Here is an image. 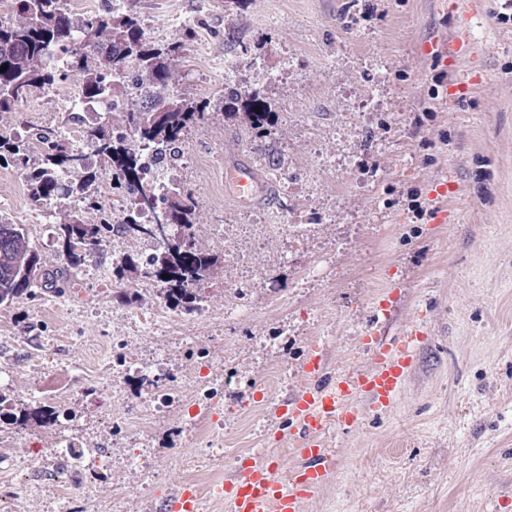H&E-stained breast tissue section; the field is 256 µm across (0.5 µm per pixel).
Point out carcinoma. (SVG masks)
<instances>
[{
  "instance_id": "1",
  "label": "carcinoma",
  "mask_w": 512,
  "mask_h": 512,
  "mask_svg": "<svg viewBox=\"0 0 512 512\" xmlns=\"http://www.w3.org/2000/svg\"><path fill=\"white\" fill-rule=\"evenodd\" d=\"M15 12L17 22L0 23V67L7 66L6 71L0 72V112L16 110L32 89H52L74 72L82 77L81 88L90 98L110 100L127 94L123 79L128 74L139 83L142 96L122 111V125L116 127L110 121L92 125L87 128L85 139L98 155L107 159L105 171L112 175L117 194L133 199L132 206L123 210L124 232L159 240L158 253L145 262L144 276L157 277L169 304L193 312L197 286L215 264L213 255L197 246L192 232L196 201L180 183L171 188L170 198L154 200L143 177L141 156L127 143L125 135L128 130L134 131L141 143L156 150V159L165 163L167 152L183 143L185 130L208 119L210 99L191 101L168 89L167 81L179 57L180 45L148 42L133 8L122 14L106 10L100 16L76 18L63 9L61 0H17ZM78 33L82 40L77 46ZM56 51L67 54V65L62 70L48 62ZM160 101L167 103L164 112L152 122L140 123L143 105ZM219 108L228 118L244 109L256 129L262 128L272 116L271 104L260 96L245 98L241 91L229 86L224 87ZM41 142L42 161L34 168L26 141L0 138V164L27 171V186L34 201L55 200L60 194L74 195L82 209L99 214L96 224H86L73 215L57 227L60 256L69 268L77 270L102 250L107 234L112 232L113 211L104 208L91 190L98 173L86 172L69 180L67 186L59 181L63 171L70 176L84 169L80 149L60 138L43 137ZM140 206L153 207V223H139ZM165 224L180 225L186 242L180 244L159 237L158 231ZM28 264L41 267L27 230L21 224H0V305H10L33 293L42 275L24 274ZM164 274L169 278H162ZM0 419L20 427L31 422L52 425L56 423V414L43 406L5 408L0 402Z\"/></svg>"
}]
</instances>
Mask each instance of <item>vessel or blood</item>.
Wrapping results in <instances>:
<instances>
[{
  "label": "vessel or blood",
  "instance_id": "b4317fda",
  "mask_svg": "<svg viewBox=\"0 0 512 512\" xmlns=\"http://www.w3.org/2000/svg\"><path fill=\"white\" fill-rule=\"evenodd\" d=\"M227 175L230 191L237 198H250L261 187L250 165L231 166ZM395 311L388 297L374 307L362 338L374 360L370 368L331 376L325 372L322 351H309L302 365L309 387L290 395L281 406L298 431L300 465L284 471L266 461L242 459L235 476L212 492L214 498L225 502L228 512H301L302 503L321 490L334 467L325 446L326 433L334 427L353 425L361 409L386 411L413 363L420 331L408 328L400 336H391ZM169 508L171 512H202L199 491L193 484H183Z\"/></svg>",
  "mask_w": 512,
  "mask_h": 512
}]
</instances>
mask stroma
I'll list each match as a JSON object with an SVG mask.
<instances>
[{
    "label": "stroma",
    "mask_w": 512,
    "mask_h": 512,
    "mask_svg": "<svg viewBox=\"0 0 512 512\" xmlns=\"http://www.w3.org/2000/svg\"><path fill=\"white\" fill-rule=\"evenodd\" d=\"M137 11L147 40L181 45L170 87L199 99L228 85L258 90L275 116L259 131L246 116L215 114L185 136L195 240L217 258L193 313L167 308L161 283L129 267L154 248L140 236L63 274L61 287L0 305L16 405L66 391L73 411L97 422L112 444L97 486L112 512H157L186 482L206 512H226L209 491L237 459L298 464L295 431L270 414L306 386L307 350L323 349L330 374L371 366L360 333L391 290L394 331L423 332L415 361L386 412L327 433L335 467L302 512H512V0H137ZM184 15L198 21L194 38ZM457 36L465 56L431 53ZM30 98L35 111L0 112V132L34 143L58 130L50 100ZM229 158L259 169L264 189L251 202L229 194ZM31 205L21 177L0 167V222L24 225L44 271L63 273L54 232L78 203ZM285 222L313 230L293 241ZM257 224L274 230L254 239ZM228 246L245 259L225 257ZM236 280L253 287L245 316L228 319ZM154 353L166 360L158 386L170 372L188 388L206 373L222 379L225 407L209 425L222 450L191 427L188 398L151 432L127 431L149 390L128 385L114 407L108 390L120 362ZM0 436L15 443L0 447V512L73 504V472L10 496L28 470L16 447H62L57 426L0 423Z\"/></svg>",
    "instance_id": "obj_1"
}]
</instances>
